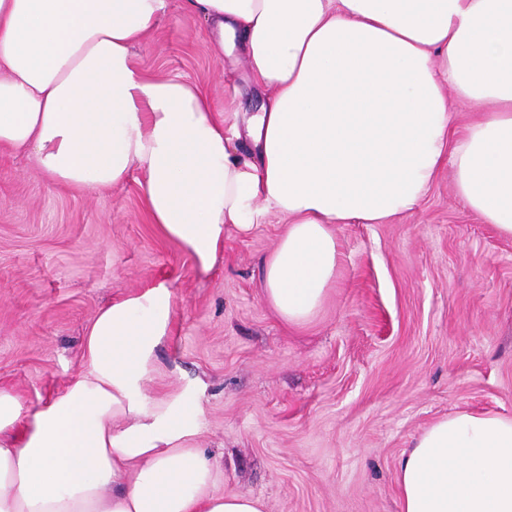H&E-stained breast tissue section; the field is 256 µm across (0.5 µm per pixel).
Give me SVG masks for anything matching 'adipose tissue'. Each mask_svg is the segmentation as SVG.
<instances>
[{"mask_svg":"<svg viewBox=\"0 0 512 512\" xmlns=\"http://www.w3.org/2000/svg\"><path fill=\"white\" fill-rule=\"evenodd\" d=\"M188 4L266 95L245 117L253 156L190 82L136 72L167 0H0V148L82 191L143 171L152 223L203 278L227 230L276 211L264 295L291 326L336 278V225L413 210L444 159L458 196L512 237V0ZM447 86L483 107L456 139ZM172 305L156 279L100 309L82 369L36 407L0 384V512H263L252 494H224L178 400L142 390ZM396 481L401 512H512V418L434 422Z\"/></svg>","mask_w":512,"mask_h":512,"instance_id":"1","label":"adipose tissue"}]
</instances>
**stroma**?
Instances as JSON below:
<instances>
[{"label": "stroma", "instance_id": "1", "mask_svg": "<svg viewBox=\"0 0 512 512\" xmlns=\"http://www.w3.org/2000/svg\"><path fill=\"white\" fill-rule=\"evenodd\" d=\"M134 64L190 81L229 131L262 102L186 0H168ZM142 178L77 192L25 152L0 151V383L28 406L80 371L98 310L164 276L172 329L143 390L191 407L225 494H253L265 512H401L395 475L429 425L461 411L512 416V238L458 197L452 162L415 209L337 225L339 274L298 328L263 295L279 214L227 234L202 279L152 224Z\"/></svg>", "mask_w": 512, "mask_h": 512}]
</instances>
